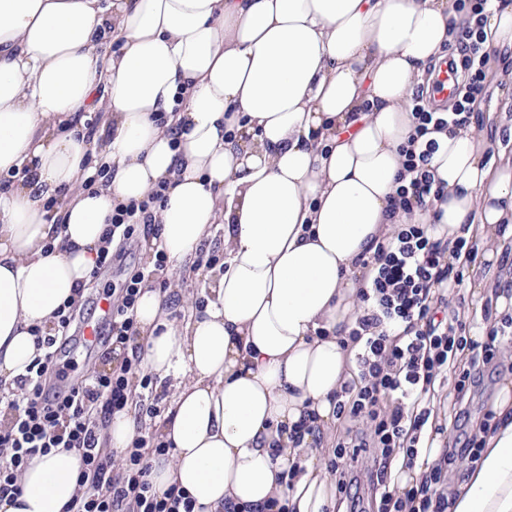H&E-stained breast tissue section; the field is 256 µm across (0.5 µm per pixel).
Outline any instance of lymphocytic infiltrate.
I'll return each instance as SVG.
<instances>
[{"mask_svg":"<svg viewBox=\"0 0 512 512\" xmlns=\"http://www.w3.org/2000/svg\"><path fill=\"white\" fill-rule=\"evenodd\" d=\"M487 2H460L470 23L461 31L459 59L448 62L449 71L462 73L452 110L430 106L420 93L412 99L415 133L403 148V169L410 180L394 199L395 208L404 212L425 206L438 194L427 169L436 144L424 141V134L431 127L452 132L465 127L470 102L484 90L482 23ZM163 199L158 189L113 212L109 237L130 240L137 225L151 224L153 210ZM461 255L470 265L477 258L465 240L452 244L429 234L427 225L408 224L371 256L376 274L361 296L363 311L348 331L360 345L361 383L336 394L337 419L359 421L363 427L337 443L329 457L336 505L349 502L353 488L365 482L375 492L373 512H446V466L478 460L481 443L471 433L461 446L443 449L440 460L411 488L399 490L394 481L395 469L411 468L424 446L429 392L437 378L450 376L455 415L464 417L471 387L496 359L499 344L512 340V320L494 322L492 311L484 313L489 339L483 344L471 341L465 325L449 312L448 293L461 282L454 259ZM166 267L164 252H156L150 273L131 276L113 300L112 313L100 328L108 366L92 367L81 380L62 384L55 371L57 339L37 334L43 358L18 378L19 395L0 405L8 416L7 425L0 426V501L21 494L19 476L31 459L55 448H73L82 455L84 471L68 512H194L189 496L173 487L158 490L149 479L151 457L167 455L170 443L140 432L118 460L98 446L112 414L132 405L142 416L156 411L153 378L133 349L134 313L143 287ZM392 328L397 336H389ZM462 355L468 358L463 369L457 366Z\"/></svg>","mask_w":512,"mask_h":512,"instance_id":"obj_1","label":"lymphocytic infiltrate"}]
</instances>
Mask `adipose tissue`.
Returning <instances> with one entry per match:
<instances>
[{"label":"adipose tissue","mask_w":512,"mask_h":512,"mask_svg":"<svg viewBox=\"0 0 512 512\" xmlns=\"http://www.w3.org/2000/svg\"><path fill=\"white\" fill-rule=\"evenodd\" d=\"M485 14L496 71L470 104L484 128L429 131L442 192L405 214L409 102L458 48V0H0V387L16 390L36 332L89 288L113 211L165 185L153 219L169 265L193 266L220 224L224 269L183 322L165 309L180 288L145 286L136 305L141 367L172 392L153 432L173 452L149 478L194 512H325L368 258L402 224L512 237V157L489 154L487 106L512 90V0ZM493 410L448 512H512V379ZM307 413L317 432L291 439ZM82 469L74 449L35 457L0 512H67Z\"/></svg>","instance_id":"obj_1"}]
</instances>
